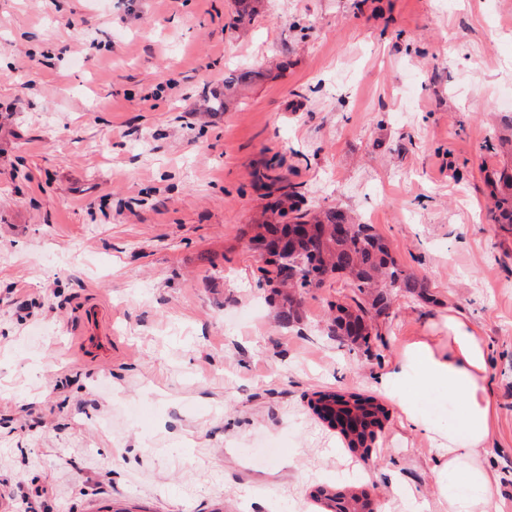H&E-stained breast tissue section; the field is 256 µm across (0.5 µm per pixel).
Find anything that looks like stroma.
Segmentation results:
<instances>
[{
	"instance_id": "obj_1",
	"label": "stroma",
	"mask_w": 512,
	"mask_h": 512,
	"mask_svg": "<svg viewBox=\"0 0 512 512\" xmlns=\"http://www.w3.org/2000/svg\"><path fill=\"white\" fill-rule=\"evenodd\" d=\"M235 15L0 0V512H312L354 468L383 512H444L435 447L397 407L365 464L310 401L384 399L401 344L452 313L489 341L488 459L512 512V230L490 213L512 174V0ZM277 177L426 280L429 300L377 319L372 355L328 329L338 279L273 320L250 239Z\"/></svg>"
}]
</instances>
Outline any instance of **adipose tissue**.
Masks as SVG:
<instances>
[{
  "label": "adipose tissue",
  "mask_w": 512,
  "mask_h": 512,
  "mask_svg": "<svg viewBox=\"0 0 512 512\" xmlns=\"http://www.w3.org/2000/svg\"><path fill=\"white\" fill-rule=\"evenodd\" d=\"M405 422L441 445L433 467L437 493L448 512H499L500 476L487 461L496 424L490 395L489 345L485 336L449 316L444 336H416L380 379ZM444 387L455 404L447 428L434 427L410 406L411 390Z\"/></svg>",
  "instance_id": "1"
}]
</instances>
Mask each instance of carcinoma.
Returning <instances> with one entry per match:
<instances>
[{"label": "carcinoma", "mask_w": 512, "mask_h": 512, "mask_svg": "<svg viewBox=\"0 0 512 512\" xmlns=\"http://www.w3.org/2000/svg\"><path fill=\"white\" fill-rule=\"evenodd\" d=\"M499 180L504 190L495 199L496 220L512 226V175L501 172ZM281 194L270 204L280 216L290 217L288 224H260L251 241L269 246L283 245V250L294 255L298 265L289 275L283 274L281 266L274 260L276 276L282 278L286 293L275 291L280 296L275 306L276 319L286 325L300 320L301 301L294 294L302 293L309 285L311 271L331 267L342 278L343 288L349 295L347 302L336 303V316L332 319L331 331L343 336L351 344L371 355V333L377 317L390 307L398 295L426 298L427 282L401 266L391 255L388 246L376 235L368 224H358L350 216L336 210H327L307 221L308 213L293 205L285 210L282 205L294 200L297 191L293 185L279 187ZM340 412L352 415L361 424L362 430L342 432L348 449L355 453V442H364L365 429L389 419L385 406L375 397L352 394L350 399L337 401ZM363 490L359 486L319 485L312 492L314 501L322 504L326 512H361Z\"/></svg>", "instance_id": "carcinoma-1"}]
</instances>
